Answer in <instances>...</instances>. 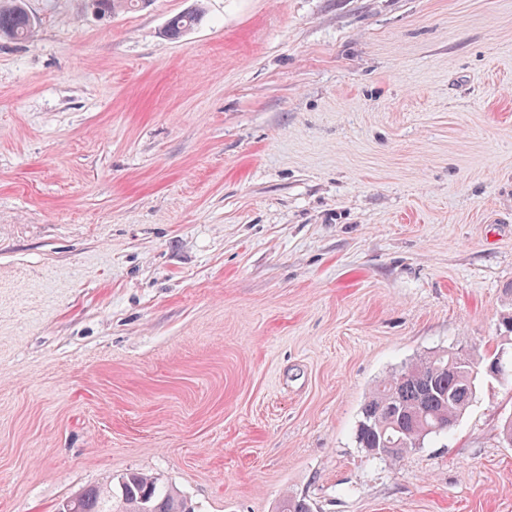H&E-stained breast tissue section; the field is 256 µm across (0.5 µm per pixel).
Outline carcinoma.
I'll use <instances>...</instances> for the list:
<instances>
[{
    "label": "carcinoma",
    "mask_w": 512,
    "mask_h": 512,
    "mask_svg": "<svg viewBox=\"0 0 512 512\" xmlns=\"http://www.w3.org/2000/svg\"><path fill=\"white\" fill-rule=\"evenodd\" d=\"M133 0H92L96 12L105 17ZM198 6L169 18L165 34L176 39L201 20ZM34 20L24 0H8L0 5V38L19 40L28 36ZM455 371H448V361ZM496 359L453 350L433 351L401 366L378 380L361 409L356 441L365 451L392 448L383 457L393 462L404 454L424 446L432 438L448 434V425H456L475 398L478 377L474 369L490 365ZM72 512H196L190 500L174 488L160 487L154 478L129 472L119 481V490L93 486L78 493ZM277 512H311L304 499H284Z\"/></svg>",
    "instance_id": "carcinoma-1"
}]
</instances>
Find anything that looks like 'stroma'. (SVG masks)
Masks as SVG:
<instances>
[{
  "instance_id": "stroma-1",
  "label": "stroma",
  "mask_w": 512,
  "mask_h": 512,
  "mask_svg": "<svg viewBox=\"0 0 512 512\" xmlns=\"http://www.w3.org/2000/svg\"><path fill=\"white\" fill-rule=\"evenodd\" d=\"M203 4L183 37L167 20ZM0 39V512H512V378L391 464L432 351L512 353V0H27ZM0 38L19 40L34 28V20L25 8L24 0L0 1ZM2 2H8L2 5ZM70 499L72 512H196L178 490L162 488L154 478L140 472L126 473L118 492L111 486H93Z\"/></svg>"
}]
</instances>
